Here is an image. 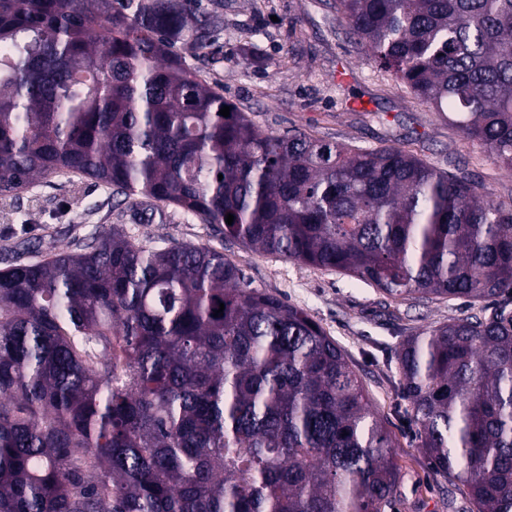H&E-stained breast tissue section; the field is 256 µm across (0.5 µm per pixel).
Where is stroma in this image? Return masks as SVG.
Masks as SVG:
<instances>
[{
    "mask_svg": "<svg viewBox=\"0 0 512 512\" xmlns=\"http://www.w3.org/2000/svg\"><path fill=\"white\" fill-rule=\"evenodd\" d=\"M200 10L221 14L224 24L212 36L215 53L182 49L186 66L223 89L262 130L300 128L349 146L399 144L442 170L466 168L500 201L512 203V174L380 71L347 34L334 0H201ZM104 226L147 245L165 239L223 251L253 287L304 309L344 350L374 408L388 418L400 443V490L408 512H471L466 487L434 470L412 443L408 403L394 391L395 352L404 339L469 315L468 307L455 300L392 302L345 274L257 255L175 207L116 195L73 175L0 200V268L17 256L32 261L90 240Z\"/></svg>",
    "mask_w": 512,
    "mask_h": 512,
    "instance_id": "obj_1",
    "label": "stroma"
}]
</instances>
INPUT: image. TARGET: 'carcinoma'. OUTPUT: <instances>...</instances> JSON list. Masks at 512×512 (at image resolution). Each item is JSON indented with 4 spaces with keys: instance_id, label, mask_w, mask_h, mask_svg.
Masks as SVG:
<instances>
[{
    "instance_id": "cac0c4a2",
    "label": "carcinoma",
    "mask_w": 512,
    "mask_h": 512,
    "mask_svg": "<svg viewBox=\"0 0 512 512\" xmlns=\"http://www.w3.org/2000/svg\"><path fill=\"white\" fill-rule=\"evenodd\" d=\"M335 7L512 173V0ZM220 22L197 0H0V196L74 174L395 302L481 304L402 342L397 391L475 512H512V204L403 146L261 130L174 51ZM397 447L319 323L221 251L114 231L0 270V512H393Z\"/></svg>"
}]
</instances>
